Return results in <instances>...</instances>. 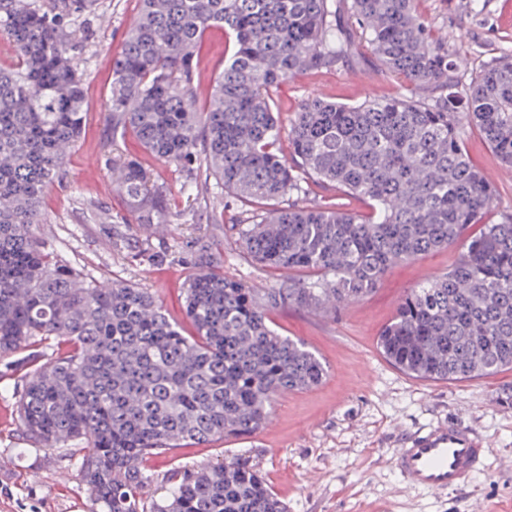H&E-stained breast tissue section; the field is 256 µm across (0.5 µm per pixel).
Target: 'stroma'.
I'll use <instances>...</instances> for the list:
<instances>
[{"label": "stroma", "mask_w": 512, "mask_h": 512, "mask_svg": "<svg viewBox=\"0 0 512 512\" xmlns=\"http://www.w3.org/2000/svg\"><path fill=\"white\" fill-rule=\"evenodd\" d=\"M97 2L94 15L74 20L87 35L73 52L84 83L85 124L67 152L65 181L44 193L45 222L36 234L54 259L78 272L152 292L188 332L184 286L195 238L206 236L223 252L225 276L251 287H275L288 275L245 258L229 222L239 211L232 197H214L204 182L193 208H186L180 170L151 158L145 164L154 183L168 192L171 224L161 229L92 219L91 203L113 213L125 209L101 141L112 57L140 9V0ZM419 10L447 32L450 47L469 70L512 51V0H419ZM405 93L400 81L379 79L366 63L347 61L284 81L276 98L285 120L311 95L352 105ZM465 152L499 191L497 210L485 217L486 223H496L500 210L512 209V169L500 163L479 133L470 134ZM220 211L226 223H212V214ZM118 233L124 241L117 247ZM461 251L457 244L398 263L373 292L330 316L306 308L271 312L277 332L303 342L323 361L322 383L278 397L268 423L252 438L182 448L149 458L146 469L160 476L179 462L205 464L243 453L287 502L288 512H512V368L474 380L423 381L393 367L377 346L401 300L427 278L452 269ZM27 368L26 353L0 357V512H90L87 491L69 460L39 451L19 429L15 391ZM448 420L483 436V471L448 491L407 488L392 453L415 431Z\"/></svg>", "instance_id": "1"}]
</instances>
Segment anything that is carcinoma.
<instances>
[{
  "instance_id": "carcinoma-1",
  "label": "carcinoma",
  "mask_w": 512,
  "mask_h": 512,
  "mask_svg": "<svg viewBox=\"0 0 512 512\" xmlns=\"http://www.w3.org/2000/svg\"><path fill=\"white\" fill-rule=\"evenodd\" d=\"M0 0V357L47 340L16 391L20 429L66 457L91 512H288L244 454L178 465L162 478L139 461L173 448L242 438L276 398L318 385L320 359L280 335L269 313L334 312L372 292L393 264L463 242L456 265L414 289L379 337L400 371L430 381L512 367V210L482 222L497 192L464 151L477 131L512 168V53L467 73L417 0H140L112 60L102 149L137 224H168L166 194L118 139L201 177L241 204L238 237L257 264L312 274L274 288L224 277L200 237L185 314L194 333L145 288L82 278L37 239L45 189L63 180L84 121L83 80L66 19L96 0ZM232 54L200 104L207 31ZM409 95L345 105L306 99L288 119L293 157L276 151V89L291 76L354 59ZM324 201L302 204L314 189ZM368 205L347 212L338 194Z\"/></svg>"
}]
</instances>
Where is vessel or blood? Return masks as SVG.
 Segmentation results:
<instances>
[{
    "label": "vessel or blood",
    "instance_id": "b4317fda",
    "mask_svg": "<svg viewBox=\"0 0 512 512\" xmlns=\"http://www.w3.org/2000/svg\"><path fill=\"white\" fill-rule=\"evenodd\" d=\"M486 454L483 439L472 429L448 421L411 437L392 454L407 487L440 492L454 489L474 473Z\"/></svg>",
    "mask_w": 512,
    "mask_h": 512
}]
</instances>
